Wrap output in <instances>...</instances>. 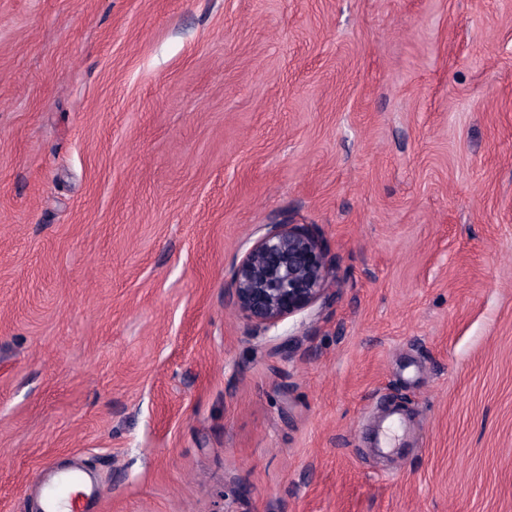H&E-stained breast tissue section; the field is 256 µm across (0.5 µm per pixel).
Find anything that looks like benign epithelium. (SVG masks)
<instances>
[{"label":"benign epithelium","instance_id":"obj_1","mask_svg":"<svg viewBox=\"0 0 512 512\" xmlns=\"http://www.w3.org/2000/svg\"><path fill=\"white\" fill-rule=\"evenodd\" d=\"M331 263L317 236L299 224H269L236 266L232 304L247 320L270 327L329 291Z\"/></svg>","mask_w":512,"mask_h":512}]
</instances>
